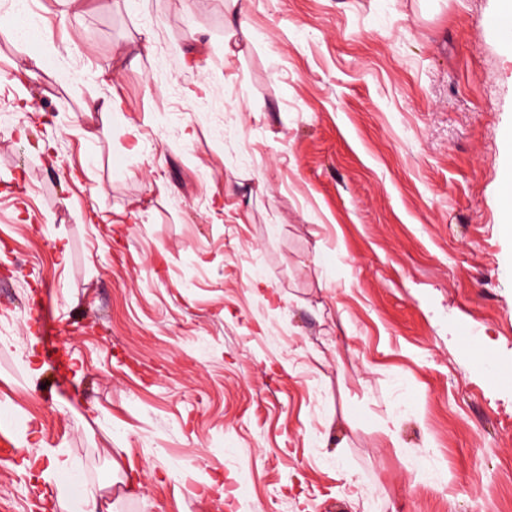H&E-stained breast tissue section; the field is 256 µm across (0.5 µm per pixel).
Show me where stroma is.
Instances as JSON below:
<instances>
[{
  "mask_svg": "<svg viewBox=\"0 0 512 512\" xmlns=\"http://www.w3.org/2000/svg\"><path fill=\"white\" fill-rule=\"evenodd\" d=\"M498 5L0 0V512H512Z\"/></svg>",
  "mask_w": 512,
  "mask_h": 512,
  "instance_id": "stroma-1",
  "label": "stroma"
}]
</instances>
